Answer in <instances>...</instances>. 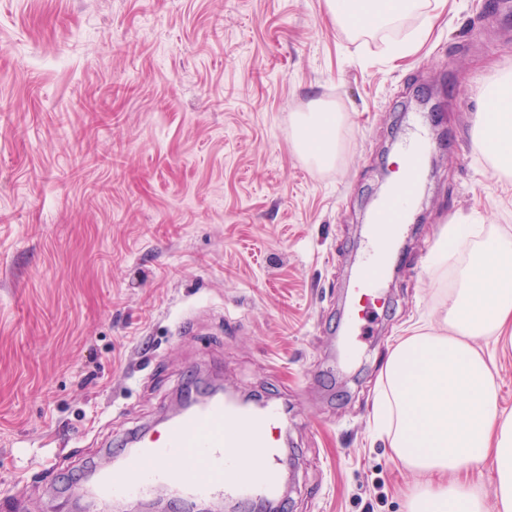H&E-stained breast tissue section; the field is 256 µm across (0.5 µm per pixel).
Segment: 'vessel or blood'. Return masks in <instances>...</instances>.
Instances as JSON below:
<instances>
[{"mask_svg":"<svg viewBox=\"0 0 512 512\" xmlns=\"http://www.w3.org/2000/svg\"><path fill=\"white\" fill-rule=\"evenodd\" d=\"M429 146L424 129L414 126L401 144L406 166L372 213L364 251L348 285L344 359L354 356L355 336L385 301L388 259L416 202ZM284 423L281 407L272 401L253 409L221 397L204 400L165 422L161 430L140 435L122 461L104 457L93 480L74 493L112 498L176 491L213 504L275 500L288 465L281 451ZM234 448L256 449L260 467L246 476L237 473L230 461Z\"/></svg>","mask_w":512,"mask_h":512,"instance_id":"b4317fda","label":"vessel or blood"}]
</instances>
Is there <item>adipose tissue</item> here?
Masks as SVG:
<instances>
[{"label": "adipose tissue", "mask_w": 512, "mask_h": 512, "mask_svg": "<svg viewBox=\"0 0 512 512\" xmlns=\"http://www.w3.org/2000/svg\"><path fill=\"white\" fill-rule=\"evenodd\" d=\"M428 0H326L333 21L351 40L419 15L410 39L391 44L390 59L413 54L437 18ZM484 101L474 116L475 150L498 173L512 175V71L478 90ZM341 113H296L293 145L321 167L337 159ZM474 257L457 260L460 246ZM435 268L454 266L455 281L439 314L438 329L415 331L393 346L378 384L374 417L402 465L424 474L406 495V512H512V410L499 400L488 361L474 342L500 338L512 327V238L480 235L450 222L432 255ZM491 467L492 492L465 482Z\"/></svg>", "instance_id": "obj_1"}]
</instances>
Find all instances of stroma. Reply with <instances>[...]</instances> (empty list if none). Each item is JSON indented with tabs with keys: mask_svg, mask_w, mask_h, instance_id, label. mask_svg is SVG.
Here are the masks:
<instances>
[{
	"mask_svg": "<svg viewBox=\"0 0 512 512\" xmlns=\"http://www.w3.org/2000/svg\"><path fill=\"white\" fill-rule=\"evenodd\" d=\"M351 42L325 0H0V501L74 512L67 477L154 428L188 372L288 409V512H405L420 476L372 409L410 326L454 283L459 218L512 237V178L472 144L477 89L512 70V0H446L414 55ZM337 106V164L294 148ZM434 175L347 376L331 342L389 162L414 116ZM493 360L512 409V350ZM56 458L53 472L38 464Z\"/></svg>",
	"mask_w": 512,
	"mask_h": 512,
	"instance_id": "1",
	"label": "stroma"
}]
</instances>
